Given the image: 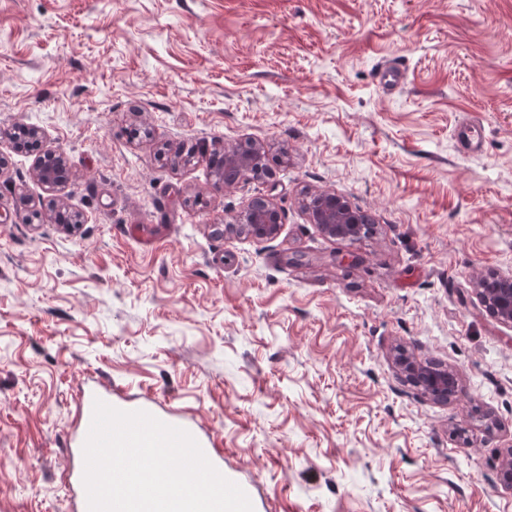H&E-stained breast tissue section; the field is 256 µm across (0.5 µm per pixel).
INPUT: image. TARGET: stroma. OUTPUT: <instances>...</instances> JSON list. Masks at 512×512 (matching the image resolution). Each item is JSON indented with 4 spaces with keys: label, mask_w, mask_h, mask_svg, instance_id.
<instances>
[{
    "label": "stroma",
    "mask_w": 512,
    "mask_h": 512,
    "mask_svg": "<svg viewBox=\"0 0 512 512\" xmlns=\"http://www.w3.org/2000/svg\"><path fill=\"white\" fill-rule=\"evenodd\" d=\"M19 125L39 135L0 139V512H67L97 377L214 434L266 512H512V327L475 287L512 272V0H0ZM201 141L261 143L269 172L214 191ZM321 192L371 234L309 223ZM258 198L275 240L243 229ZM398 348L456 392L425 395ZM404 73L405 69L402 63H390L380 70L377 76L378 83L384 91L391 92L401 85ZM457 142L469 153H481L484 147L481 129L474 123H463L456 127ZM37 178L47 187L59 186L66 170V154L63 150L50 151L36 164Z\"/></svg>",
    "instance_id": "obj_1"
}]
</instances>
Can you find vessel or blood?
Masks as SVG:
<instances>
[{
    "mask_svg": "<svg viewBox=\"0 0 512 512\" xmlns=\"http://www.w3.org/2000/svg\"><path fill=\"white\" fill-rule=\"evenodd\" d=\"M455 137L457 142L467 152L473 154L482 152L484 142L481 129L478 125L467 122L458 125L455 129ZM98 399L107 403L111 402V388L96 380L87 381L79 397V426L75 432L68 436L66 441V456L69 468L67 472L68 483L65 487V494L71 502V512H88L86 492L83 485V445L91 424L93 405L95 400ZM164 421L166 424L183 428L190 434L196 435L198 443L210 462L216 468L224 469L226 478L234 482H240L242 489L246 492L248 497H255L256 491L252 483L240 481L236 471L225 470L223 456L217 449L212 435L199 434L198 428L194 423L184 419L175 418L171 415L165 416Z\"/></svg>",
    "mask_w": 512,
    "mask_h": 512,
    "instance_id": "b4317fda",
    "label": "vessel or blood"
}]
</instances>
